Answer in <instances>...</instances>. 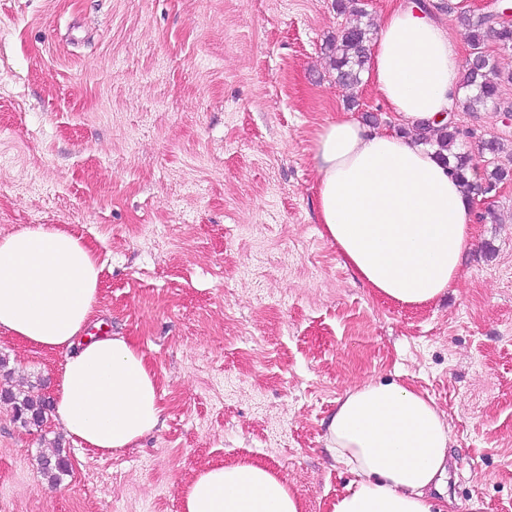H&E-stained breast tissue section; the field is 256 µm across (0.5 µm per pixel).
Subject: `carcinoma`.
<instances>
[{"instance_id": "carcinoma-1", "label": "carcinoma", "mask_w": 512, "mask_h": 512, "mask_svg": "<svg viewBox=\"0 0 512 512\" xmlns=\"http://www.w3.org/2000/svg\"><path fill=\"white\" fill-rule=\"evenodd\" d=\"M460 23L465 29L470 48L469 58L462 66L460 77V88L469 91L463 108L469 112H475L480 107L498 108L501 83L505 80L512 82V74L502 76L485 51V41L491 39L499 48L512 50V24L498 22L491 15L475 17L466 13L460 15ZM368 42L370 37L367 30L359 25H351L345 27L329 43L336 84L350 86L360 81L361 72L370 60ZM460 135L458 126L443 121L435 127L414 130L412 139L434 147L437 158L470 194L481 191L488 193L512 176L511 167L496 164L488 172L487 186L472 183L467 176L472 162L471 155L455 151ZM7 367V359L0 356V395L4 402L11 406L13 417L21 426H41L46 421L50 402L40 394L37 384L29 385L26 391L14 390L11 384L12 372ZM38 466L42 475L51 482L61 480V476L69 472L67 459L59 453L40 456Z\"/></svg>"}]
</instances>
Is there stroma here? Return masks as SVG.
<instances>
[{
	"mask_svg": "<svg viewBox=\"0 0 512 512\" xmlns=\"http://www.w3.org/2000/svg\"><path fill=\"white\" fill-rule=\"evenodd\" d=\"M393 0H0V237L54 225L95 250L99 317L133 339L164 423L133 447L75 446L0 403V512H181L185 484L258 462L304 512L353 479L326 446L344 393L398 382L450 428L454 512H512V180L480 206L459 279L421 308L373 295L318 219L315 144L352 112L396 115L368 82L336 85L326 47L378 31ZM501 109L455 112L472 152L512 155ZM17 384L52 394L63 354L0 334ZM60 449L59 483L38 470Z\"/></svg>",
	"mask_w": 512,
	"mask_h": 512,
	"instance_id": "1",
	"label": "stroma"
}]
</instances>
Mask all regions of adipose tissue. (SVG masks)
Segmentation results:
<instances>
[{
  "mask_svg": "<svg viewBox=\"0 0 512 512\" xmlns=\"http://www.w3.org/2000/svg\"><path fill=\"white\" fill-rule=\"evenodd\" d=\"M460 54L414 5L388 12L367 74L400 123L448 111ZM315 159L321 222L373 293L405 307L436 301L460 276L470 198L435 153L346 116L322 126ZM101 268L78 236L42 225L0 238V332L62 352L51 416L82 447L112 453L154 431L164 408L135 342L90 335ZM448 425L432 399L396 382L348 390L327 446L356 479L331 512H442L431 493L448 467ZM182 512H303L286 482L257 462L215 464L184 488Z\"/></svg>",
  "mask_w": 512,
  "mask_h": 512,
  "instance_id": "1",
  "label": "adipose tissue"
}]
</instances>
